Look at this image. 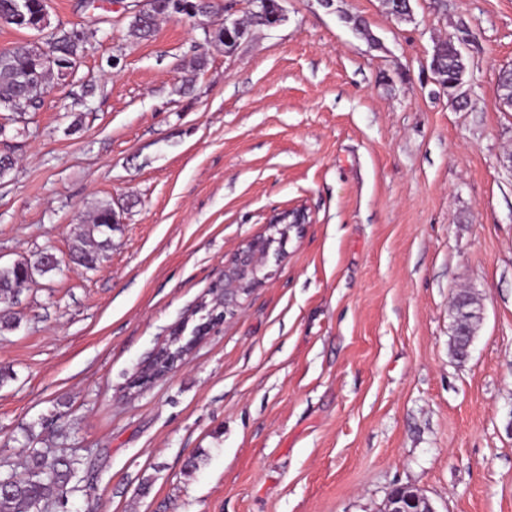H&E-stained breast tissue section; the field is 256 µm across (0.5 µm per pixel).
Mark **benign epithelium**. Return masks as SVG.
Here are the masks:
<instances>
[{"mask_svg":"<svg viewBox=\"0 0 512 512\" xmlns=\"http://www.w3.org/2000/svg\"><path fill=\"white\" fill-rule=\"evenodd\" d=\"M202 2L204 0H175L172 16H183L195 20L209 39L213 29L211 24L200 17ZM307 223H309V215L305 209L290 208L271 218L272 234L257 236L239 247L224 262V275L213 285V291L219 297L222 311L212 314L205 324L199 326V330L204 332L210 326L235 316L241 307V300L271 276V272L265 270L261 264V259L267 257L272 251L279 252L288 238V231L298 230ZM470 319L469 312L463 319L455 318V335L460 337L465 352L471 347L475 338ZM182 352L183 349L180 346L174 349L168 346L157 351L133 381V387L143 389L158 375L172 370L180 360ZM384 512H436V510L428 498L412 488L407 493L389 492Z\"/></svg>","mask_w":512,"mask_h":512,"instance_id":"7a95c632","label":"benign epithelium"}]
</instances>
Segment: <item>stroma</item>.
Returning <instances> with one entry per match:
<instances>
[{
    "label": "stroma",
    "mask_w": 512,
    "mask_h": 512,
    "mask_svg": "<svg viewBox=\"0 0 512 512\" xmlns=\"http://www.w3.org/2000/svg\"><path fill=\"white\" fill-rule=\"evenodd\" d=\"M134 3L50 0L86 51L39 109L0 110V262L62 261L0 302V465L30 433L81 459L66 512H381L399 485L512 512V0H284L231 53L190 19L130 38ZM442 41L464 97L434 81ZM106 202L88 270L70 249ZM293 206L310 223L237 315L129 388ZM465 290L484 318L459 359ZM434 65H439L445 70L444 81L448 82V72L450 73L451 81H462L466 66L464 59L458 57L452 42L444 41L434 47L431 58V68Z\"/></svg>",
    "instance_id": "obj_1"
}]
</instances>
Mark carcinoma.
Segmentation results:
<instances>
[{
  "instance_id": "cac0c4a2",
  "label": "carcinoma",
  "mask_w": 512,
  "mask_h": 512,
  "mask_svg": "<svg viewBox=\"0 0 512 512\" xmlns=\"http://www.w3.org/2000/svg\"><path fill=\"white\" fill-rule=\"evenodd\" d=\"M170 16L168 0H152L148 11L131 16L128 35L135 39H148L156 30L159 19ZM47 46L53 49L63 67L80 58L85 51V39L78 29L61 27L47 37ZM431 65L443 67L449 76L443 77L442 89L448 95H455L453 83L446 80H460L465 73L464 59L458 57L454 44L444 41L434 47ZM53 70L42 61L34 42L19 43L0 52V104H8L17 112L40 106L35 88L47 84ZM115 208L106 203L98 206L90 216V224L74 239L72 259L92 269L96 266L99 253L112 245V217ZM56 270L55 265L41 260L30 264L18 261L8 270H0V295L15 298L22 290L29 288L34 274L45 275ZM34 439H28L25 471L18 474L11 469H0V512H38L51 504L60 506L68 495L78 491L81 460L77 457L56 458L47 461L45 452L33 446Z\"/></svg>"
}]
</instances>
